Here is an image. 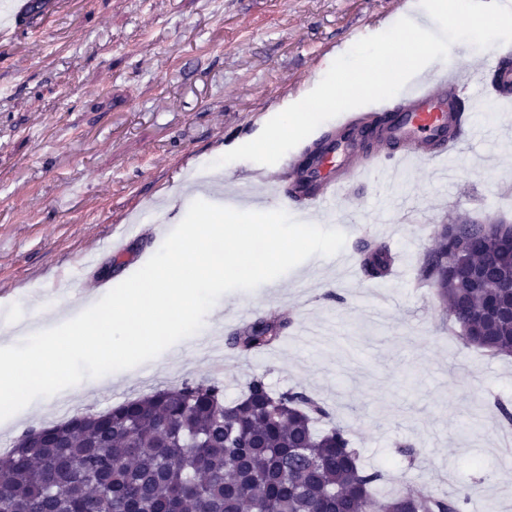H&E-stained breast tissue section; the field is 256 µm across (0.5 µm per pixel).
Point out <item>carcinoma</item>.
<instances>
[{
	"label": "carcinoma",
	"mask_w": 512,
	"mask_h": 512,
	"mask_svg": "<svg viewBox=\"0 0 512 512\" xmlns=\"http://www.w3.org/2000/svg\"><path fill=\"white\" fill-rule=\"evenodd\" d=\"M417 270L436 288L467 346L512 355V225H437ZM369 279L388 277L395 255L361 239ZM290 326L259 316L228 337L260 352ZM325 407L305 390L275 391L259 375L224 401L211 381L155 389L51 432L30 428L0 455V512H463L474 489L451 495L420 485L388 495L387 471L362 463L346 430L317 429Z\"/></svg>",
	"instance_id": "1"
}]
</instances>
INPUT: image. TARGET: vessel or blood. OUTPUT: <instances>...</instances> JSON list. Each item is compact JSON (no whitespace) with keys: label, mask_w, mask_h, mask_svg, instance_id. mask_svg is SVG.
Listing matches in <instances>:
<instances>
[{"label":"vessel or blood","mask_w":512,"mask_h":512,"mask_svg":"<svg viewBox=\"0 0 512 512\" xmlns=\"http://www.w3.org/2000/svg\"><path fill=\"white\" fill-rule=\"evenodd\" d=\"M17 5L29 25L58 8L56 0L42 6L35 0H17ZM476 85L492 87L503 111L512 110V51L498 50L488 68H451L418 75L397 97L373 104V111L389 115L382 126L367 125L361 115L352 112L338 115L314 166L306 168L297 158H289V182L280 200L313 215L327 212L358 181L390 174L409 161L431 171L463 146L495 142L500 137L495 126L466 117L477 108L471 95Z\"/></svg>","instance_id":"vessel-or-blood-1"}]
</instances>
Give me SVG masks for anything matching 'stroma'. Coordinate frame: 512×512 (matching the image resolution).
Instances as JSON below:
<instances>
[{
	"label": "stroma",
	"mask_w": 512,
	"mask_h": 512,
	"mask_svg": "<svg viewBox=\"0 0 512 512\" xmlns=\"http://www.w3.org/2000/svg\"><path fill=\"white\" fill-rule=\"evenodd\" d=\"M397 0H63L37 30L0 44V330L31 321L59 325L74 293L55 282L96 253L79 288L115 287L153 255L195 201L191 172L241 183H286L281 165L216 159L255 139L266 122L305 97L342 48L380 33ZM452 178L398 175L394 196L411 215H387L384 183L353 187L341 208L356 227L348 264L310 258L252 291L214 305L225 333L238 311L289 321L271 350H197L166 355L97 387L0 421V443L69 410L104 411L156 388L211 380L237 398L265 375L273 389L306 390L344 427L365 465L387 470L388 491L424 484L445 493L473 486L465 512H512V455L498 403L512 404V357H490L456 338L434 289L416 270L435 245L434 227L501 216L512 222V139L492 159H450ZM137 215L139 228L116 256L101 244ZM390 245L398 273L369 280L356 243ZM313 333L300 346L298 331Z\"/></svg>",
	"instance_id": "obj_1"
}]
</instances>
